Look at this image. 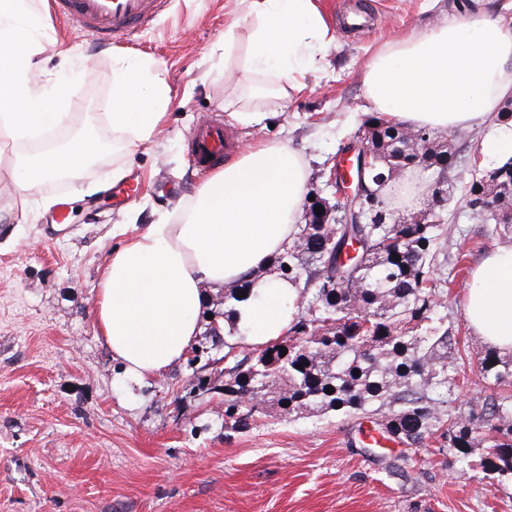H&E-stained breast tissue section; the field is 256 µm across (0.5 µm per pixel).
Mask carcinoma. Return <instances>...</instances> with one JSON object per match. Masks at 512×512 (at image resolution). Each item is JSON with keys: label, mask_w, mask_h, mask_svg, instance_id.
<instances>
[{"label": "carcinoma", "mask_w": 512, "mask_h": 512, "mask_svg": "<svg viewBox=\"0 0 512 512\" xmlns=\"http://www.w3.org/2000/svg\"><path fill=\"white\" fill-rule=\"evenodd\" d=\"M377 148L373 174L394 167L413 172L396 197H380L384 184L371 182L363 197L365 224H334L331 235L320 224H300L288 249L276 258L280 275L302 286L288 334L252 349L221 335L218 314L191 345L194 365L215 367L224 385L198 378V387L224 390V425L247 427L278 384L273 399L290 414L301 410L375 415L389 409L388 433L408 446L436 437L466 458L469 449H486L484 468L512 475V425L494 424L512 414L507 398L485 397L481 425L448 417V332L422 331L437 306L432 276L445 229L441 223L393 222L412 198L425 197L453 156V145L426 128H411L371 118ZM427 137V175L419 174L412 138ZM362 242L356 263L336 268V286L328 263L345 232ZM288 354L281 355L283 345ZM303 365L298 369L297 365ZM360 371L354 375V371ZM481 372L494 390L512 383V359L494 353L482 359Z\"/></svg>", "instance_id": "obj_1"}]
</instances>
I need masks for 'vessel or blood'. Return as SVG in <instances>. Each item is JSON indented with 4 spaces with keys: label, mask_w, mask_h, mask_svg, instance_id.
<instances>
[{
    "label": "vessel or blood",
    "mask_w": 512,
    "mask_h": 512,
    "mask_svg": "<svg viewBox=\"0 0 512 512\" xmlns=\"http://www.w3.org/2000/svg\"><path fill=\"white\" fill-rule=\"evenodd\" d=\"M56 13L76 22L98 43L117 42L144 28L165 9L168 0H54ZM235 144L222 123L203 122L191 140L194 161L205 168L219 167Z\"/></svg>",
    "instance_id": "vessel-or-blood-1"
}]
</instances>
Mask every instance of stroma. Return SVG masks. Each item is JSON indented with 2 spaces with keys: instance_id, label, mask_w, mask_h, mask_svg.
Segmentation results:
<instances>
[{
  "instance_id": "obj_1",
  "label": "stroma",
  "mask_w": 512,
  "mask_h": 512,
  "mask_svg": "<svg viewBox=\"0 0 512 512\" xmlns=\"http://www.w3.org/2000/svg\"><path fill=\"white\" fill-rule=\"evenodd\" d=\"M462 0H319L336 41L326 75L281 99L243 92L239 104L270 113L243 126L224 109V29L244 0H169L153 25L115 44L46 14L36 33L48 74L67 70L65 110L82 123L112 109L115 71L147 62L171 104L152 143L101 150L77 179L42 183L25 198L0 194V512H512V476L457 457L435 439L372 448L358 418L267 405L246 428L224 424L223 394L203 391L187 361L161 375H124L96 320L97 285L110 251L176 214L204 175L188 143L207 118L227 123L239 146L287 141L309 168L308 191L332 199L329 171L366 121L362 75L387 42L450 19ZM489 125L464 132L448 172V235L433 277L441 290L434 326L452 338L449 363L466 381L448 395L451 415L479 420L489 390L478 364L489 348L470 331L462 303L471 269L499 243L468 206L466 186ZM138 179L131 199L121 181ZM105 184L77 198L76 184Z\"/></svg>"
}]
</instances>
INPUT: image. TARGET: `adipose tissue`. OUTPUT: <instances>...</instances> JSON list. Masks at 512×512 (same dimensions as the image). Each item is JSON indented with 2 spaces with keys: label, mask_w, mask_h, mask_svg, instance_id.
<instances>
[{
  "label": "adipose tissue",
  "mask_w": 512,
  "mask_h": 512,
  "mask_svg": "<svg viewBox=\"0 0 512 512\" xmlns=\"http://www.w3.org/2000/svg\"><path fill=\"white\" fill-rule=\"evenodd\" d=\"M249 50L235 84L258 77L282 96L300 90L320 53L336 39L315 0H246ZM486 0L448 22L427 27L379 50L364 70L368 111L412 127L460 131L497 116L512 97V18ZM41 0H0V132L11 139L56 136L66 78H44L32 39ZM170 106L160 77L136 63L112 84V135L127 147L149 142ZM92 140L37 151L28 174L15 175L27 197L43 179L75 171L95 153ZM308 174L290 144L263 141L201 183L174 220L160 219L113 249L99 282L96 318L114 359L130 377L158 375L183 359L202 327L205 289L249 282L237 325L261 346L286 335L293 311L283 304L294 288L268 275L303 214ZM466 322L501 353H512V241L499 244L476 268L463 303Z\"/></svg>",
  "instance_id": "1"
}]
</instances>
